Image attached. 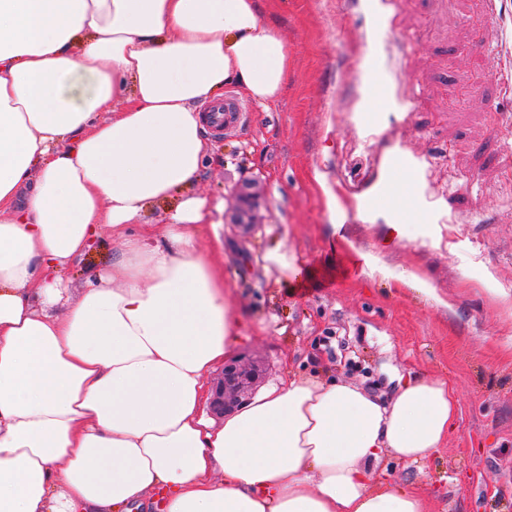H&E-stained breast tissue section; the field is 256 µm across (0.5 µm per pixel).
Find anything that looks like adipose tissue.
I'll use <instances>...</instances> for the list:
<instances>
[{"instance_id":"adipose-tissue-1","label":"adipose tissue","mask_w":512,"mask_h":512,"mask_svg":"<svg viewBox=\"0 0 512 512\" xmlns=\"http://www.w3.org/2000/svg\"><path fill=\"white\" fill-rule=\"evenodd\" d=\"M288 66L263 0H0V512H427L369 475L445 443L443 379L383 402L294 377L200 413L235 341L224 241L200 247L197 195L144 215L199 176L201 105L270 106ZM104 224L120 252L67 293ZM184 193L185 190L179 189L174 191L167 200L151 204L145 214V220L150 223H161L181 200Z\"/></svg>"}]
</instances>
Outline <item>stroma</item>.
Listing matches in <instances>:
<instances>
[{
    "label": "stroma",
    "mask_w": 512,
    "mask_h": 512,
    "mask_svg": "<svg viewBox=\"0 0 512 512\" xmlns=\"http://www.w3.org/2000/svg\"><path fill=\"white\" fill-rule=\"evenodd\" d=\"M497 8L491 21L481 0H265L288 83L212 137L192 187L213 213L200 245L224 240L232 357L259 364L262 387L296 373L383 401L416 377L455 389L442 448L371 474L429 512H512V93L498 85L512 83V0ZM119 249L104 228L73 287ZM411 273L431 293L403 284Z\"/></svg>",
    "instance_id": "obj_1"
}]
</instances>
